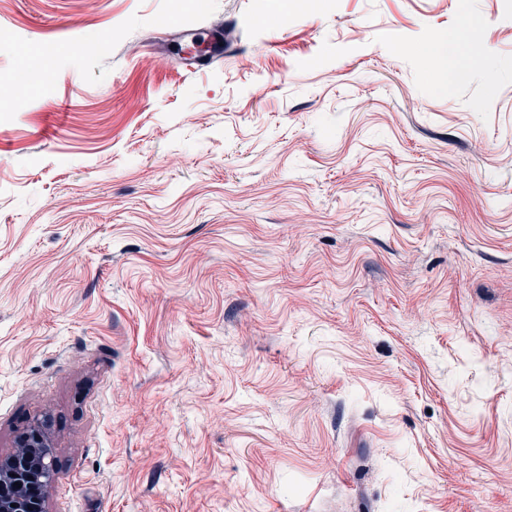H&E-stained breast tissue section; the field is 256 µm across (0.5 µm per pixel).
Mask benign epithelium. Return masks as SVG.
Listing matches in <instances>:
<instances>
[{
	"label": "benign epithelium",
	"instance_id": "obj_1",
	"mask_svg": "<svg viewBox=\"0 0 512 512\" xmlns=\"http://www.w3.org/2000/svg\"><path fill=\"white\" fill-rule=\"evenodd\" d=\"M55 444L47 420H35L19 435L17 451L0 457V512H47L56 481Z\"/></svg>",
	"mask_w": 512,
	"mask_h": 512
}]
</instances>
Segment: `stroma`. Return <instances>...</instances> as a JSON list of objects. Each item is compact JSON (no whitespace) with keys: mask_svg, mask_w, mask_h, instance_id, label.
I'll use <instances>...</instances> for the list:
<instances>
[{"mask_svg":"<svg viewBox=\"0 0 512 512\" xmlns=\"http://www.w3.org/2000/svg\"><path fill=\"white\" fill-rule=\"evenodd\" d=\"M1 76L48 512H512V0H0Z\"/></svg>","mask_w":512,"mask_h":512,"instance_id":"stroma-1","label":"stroma"}]
</instances>
